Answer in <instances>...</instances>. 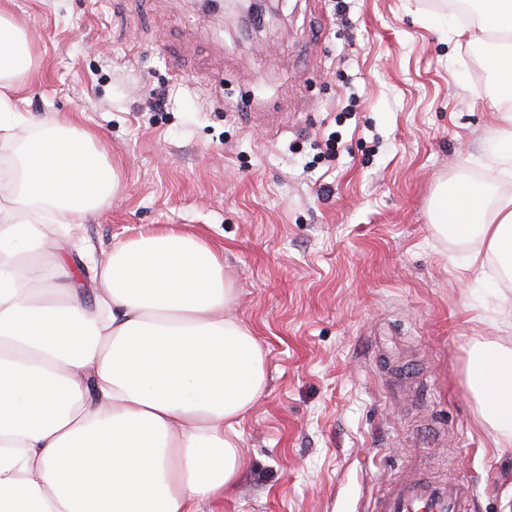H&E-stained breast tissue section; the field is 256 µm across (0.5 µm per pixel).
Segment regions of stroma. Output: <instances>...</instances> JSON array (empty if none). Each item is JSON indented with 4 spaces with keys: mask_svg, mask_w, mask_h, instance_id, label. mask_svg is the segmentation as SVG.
<instances>
[{
    "mask_svg": "<svg viewBox=\"0 0 512 512\" xmlns=\"http://www.w3.org/2000/svg\"><path fill=\"white\" fill-rule=\"evenodd\" d=\"M274 6L245 28L204 0H0L33 56L15 146L48 119L98 133L120 192L84 221L96 246L170 224L223 245L268 388L236 488L200 512H367L413 471L468 476L477 512H505L512 449L467 375L491 336L459 267L481 242L430 217L445 185L512 193L486 149L491 35L447 41L445 0Z\"/></svg>",
    "mask_w": 512,
    "mask_h": 512,
    "instance_id": "stroma-1",
    "label": "stroma"
}]
</instances>
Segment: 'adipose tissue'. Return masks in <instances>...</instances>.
<instances>
[{
  "instance_id": "ef3b65f1",
  "label": "adipose tissue",
  "mask_w": 512,
  "mask_h": 512,
  "mask_svg": "<svg viewBox=\"0 0 512 512\" xmlns=\"http://www.w3.org/2000/svg\"><path fill=\"white\" fill-rule=\"evenodd\" d=\"M476 31L507 33L496 77L495 155L512 177V0H478ZM32 56L0 16V81L25 84ZM0 180V512H196L235 487L238 426L267 388L266 353L233 313L224 251L170 227L98 255L79 221L119 191L111 160L80 124L43 123ZM73 216L68 250L44 262L43 223ZM444 238L483 239L462 268L512 282V195L456 184L434 204ZM95 272L90 289L75 278ZM469 387L499 447L512 446V347L468 353Z\"/></svg>"
}]
</instances>
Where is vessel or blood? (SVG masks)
<instances>
[{"label": "vessel or blood", "mask_w": 512, "mask_h": 512, "mask_svg": "<svg viewBox=\"0 0 512 512\" xmlns=\"http://www.w3.org/2000/svg\"><path fill=\"white\" fill-rule=\"evenodd\" d=\"M476 503L469 478L420 475L388 480L374 497L371 512H476Z\"/></svg>", "instance_id": "1"}]
</instances>
